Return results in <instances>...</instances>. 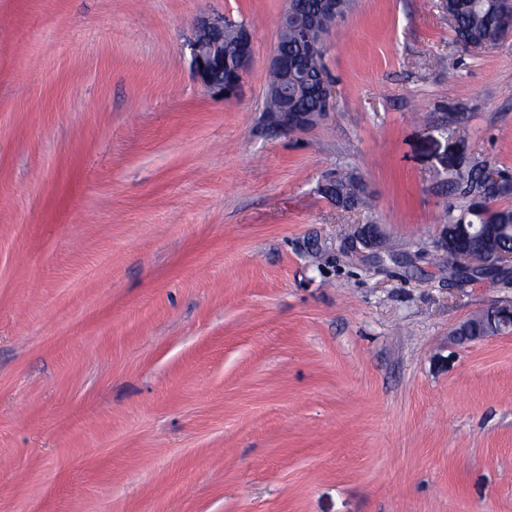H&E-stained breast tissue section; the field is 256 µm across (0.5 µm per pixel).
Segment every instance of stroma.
I'll return each instance as SVG.
<instances>
[{
  "instance_id": "35a3bbf8",
  "label": "stroma",
  "mask_w": 512,
  "mask_h": 512,
  "mask_svg": "<svg viewBox=\"0 0 512 512\" xmlns=\"http://www.w3.org/2000/svg\"><path fill=\"white\" fill-rule=\"evenodd\" d=\"M286 6L0 0V512H512V336L453 339L512 273L439 261L456 173L512 172V37L356 0L329 116L283 133ZM222 14L254 33L231 99L191 64ZM340 168L371 209L322 194Z\"/></svg>"
}]
</instances>
